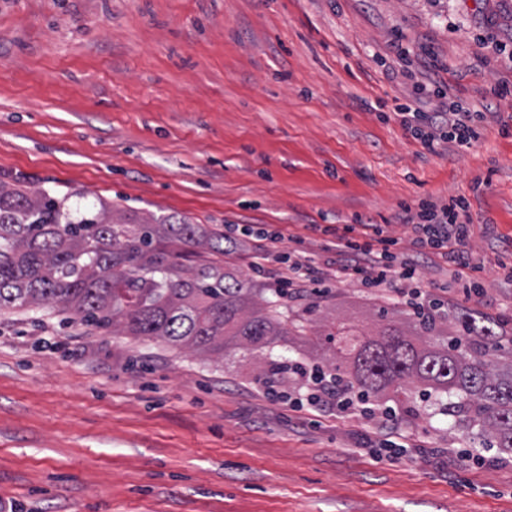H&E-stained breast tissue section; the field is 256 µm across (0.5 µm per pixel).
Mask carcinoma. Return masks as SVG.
Instances as JSON below:
<instances>
[{
    "mask_svg": "<svg viewBox=\"0 0 512 512\" xmlns=\"http://www.w3.org/2000/svg\"><path fill=\"white\" fill-rule=\"evenodd\" d=\"M68 193L31 190L0 180V309L58 304L97 328H112L185 347L206 358L224 355V337L242 349L274 347L286 324L305 331L321 323L311 304L284 321L272 301L246 280L224 276V231L154 217L134 224L101 200L72 211ZM378 340L353 326L317 331L318 347L342 346L334 359L309 363L347 378L361 396L390 393L403 404L437 396L450 415L480 422L488 441L512 452V368L492 360L494 329L472 315L450 324L410 315L407 328L388 318ZM288 360L267 361L258 379L288 380Z\"/></svg>",
    "mask_w": 512,
    "mask_h": 512,
    "instance_id": "carcinoma-1",
    "label": "carcinoma"
}]
</instances>
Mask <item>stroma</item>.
Returning a JSON list of instances; mask_svg holds the SVG:
<instances>
[{
	"label": "stroma",
	"mask_w": 512,
	"mask_h": 512,
	"mask_svg": "<svg viewBox=\"0 0 512 512\" xmlns=\"http://www.w3.org/2000/svg\"><path fill=\"white\" fill-rule=\"evenodd\" d=\"M512 0H0V180L107 200L138 220L269 224L315 264L326 224L388 225L448 312L498 325L512 364ZM436 75L491 107L469 150L430 153L396 115ZM470 203L486 294L414 253L401 204ZM377 332L394 291L329 281L286 300ZM267 349L205 359L80 323L0 311V499L16 512H512V452L434 402L390 396L407 452L376 424L293 411L256 382Z\"/></svg>",
	"instance_id": "35a3bbf8"
}]
</instances>
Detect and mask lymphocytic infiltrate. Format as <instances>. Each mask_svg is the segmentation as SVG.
Segmentation results:
<instances>
[{
	"label": "lymphocytic infiltrate",
	"mask_w": 512,
	"mask_h": 512,
	"mask_svg": "<svg viewBox=\"0 0 512 512\" xmlns=\"http://www.w3.org/2000/svg\"><path fill=\"white\" fill-rule=\"evenodd\" d=\"M412 101L400 105V124L419 139L429 152H436L444 143L467 150L481 137L486 114L467 107L463 101L451 99L441 85L414 84ZM399 223L410 226L411 244L448 263L454 277L461 282L464 295H482V284L468 275L470 258L464 249L473 234V221L469 203L459 196L449 202L424 201L418 207H403L398 214ZM325 234L335 239L336 259L329 269L322 270L311 262L281 254L277 245L282 240L280 229L253 225L228 224L224 227V242L228 251H235L241 243L250 241L262 251L264 257L274 258L277 267V285L286 289L289 297L304 296L303 283H318L327 279L341 282L357 281L369 288H378L388 282L399 284L397 297L413 310L425 308L423 292L418 286L417 270L411 261L395 252V239L387 236L381 224H339L328 226ZM297 386L306 388V398L289 399L293 409L310 405L319 410H333L337 415L359 414L372 420L380 419L378 432L385 438H400L401 431L393 424L392 409L375 412L365 403L355 402L348 386L341 382H318L312 373L295 376Z\"/></svg>",
	"instance_id": "1"
}]
</instances>
